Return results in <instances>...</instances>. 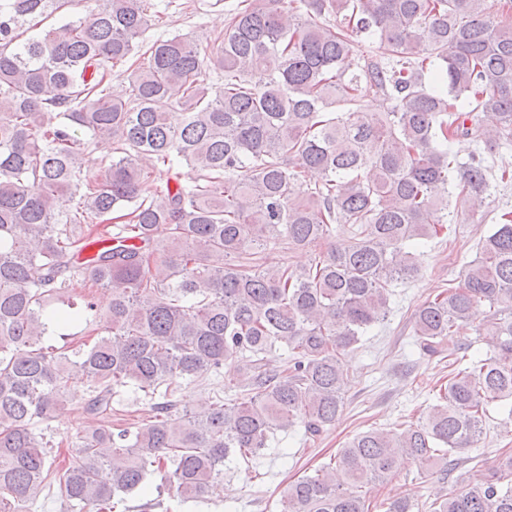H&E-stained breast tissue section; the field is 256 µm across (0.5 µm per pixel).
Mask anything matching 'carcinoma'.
<instances>
[{"label": "carcinoma", "instance_id": "carcinoma-1", "mask_svg": "<svg viewBox=\"0 0 512 512\" xmlns=\"http://www.w3.org/2000/svg\"><path fill=\"white\" fill-rule=\"evenodd\" d=\"M65 4L0 0V512H38L55 483L72 512H112L139 488L201 500L229 457L335 421L343 357L386 319L392 283L417 274L448 199L463 209L491 195L489 156L512 143V27L495 0H241L208 49L188 33L139 43L155 21L146 0H100L10 50L25 23ZM358 33L377 53L352 59ZM114 70L131 71L125 99L108 92ZM367 97L378 111H364ZM458 136L479 144L466 160L450 149ZM97 139L112 156L93 175ZM338 224L355 226L339 249ZM280 242L314 259L281 265L269 257ZM478 253L413 329L441 354L485 303L488 351L448 372L422 424L364 431L291 481L283 512H372L363 487L400 459L448 475L491 410L512 417V210ZM95 285L112 295L102 313L82 293ZM82 323L104 334L44 344ZM280 346L287 361L268 367ZM77 371L93 393L84 414L103 420L128 388L152 416L134 431L98 425L59 468L49 437ZM203 376L227 395L178 412L181 381ZM431 509L512 512V450Z\"/></svg>", "mask_w": 512, "mask_h": 512}]
</instances>
